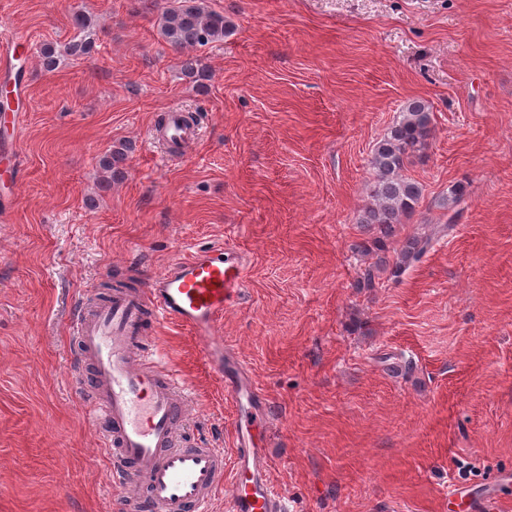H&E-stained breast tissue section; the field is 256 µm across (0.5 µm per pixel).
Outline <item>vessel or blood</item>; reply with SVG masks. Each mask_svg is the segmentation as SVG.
<instances>
[{"mask_svg": "<svg viewBox=\"0 0 512 512\" xmlns=\"http://www.w3.org/2000/svg\"><path fill=\"white\" fill-rule=\"evenodd\" d=\"M168 151L179 154L197 138L183 114H169ZM246 265L233 247L218 246L180 258L143 288H117L108 300L87 289L75 302L70 328L77 343L71 360L76 379L90 377L82 412L110 459L108 484L120 493L123 512H206L228 489V512H289L285 497L269 487L268 449L259 446L253 419L259 388L219 338L227 308L239 298ZM188 329L205 363L223 381L236 410L232 479L224 477L223 449L188 446L191 393L149 342V322Z\"/></svg>", "mask_w": 512, "mask_h": 512, "instance_id": "b4317fda", "label": "vessel or blood"}]
</instances>
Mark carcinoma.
<instances>
[{
    "instance_id": "cac0c4a2",
    "label": "carcinoma",
    "mask_w": 512,
    "mask_h": 512,
    "mask_svg": "<svg viewBox=\"0 0 512 512\" xmlns=\"http://www.w3.org/2000/svg\"><path fill=\"white\" fill-rule=\"evenodd\" d=\"M74 28L79 32L77 39L68 47L69 55L83 56L93 48L91 40L92 22L76 14L72 18ZM231 22L224 14L210 10L205 0H176V4L164 8L161 16V33L175 48L207 45L224 38ZM433 130V115L430 107L413 100L402 108L400 115L385 135L376 143L371 164L376 171L372 190L373 203L360 216L359 223L370 226L377 237L356 245L364 256L390 238L394 225L412 216L423 198L422 186L403 175L410 159L421 155L428 146ZM464 187L460 184L448 188V194L438 200V205L449 210L461 204ZM433 236L424 233L407 239L402 246L392 274H403L432 247Z\"/></svg>"
}]
</instances>
